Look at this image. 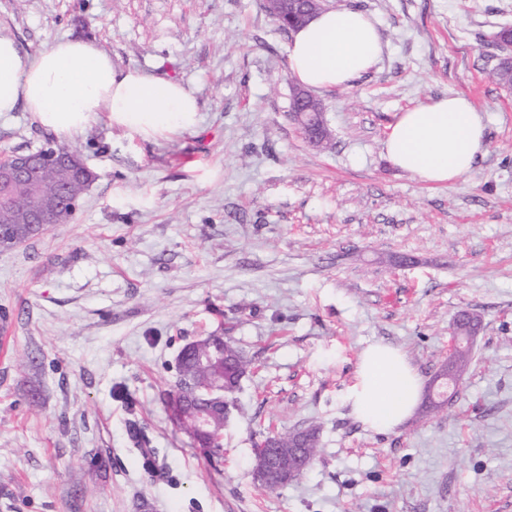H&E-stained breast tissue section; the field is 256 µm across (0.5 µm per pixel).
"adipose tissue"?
Masks as SVG:
<instances>
[{
  "label": "adipose tissue",
  "mask_w": 512,
  "mask_h": 512,
  "mask_svg": "<svg viewBox=\"0 0 512 512\" xmlns=\"http://www.w3.org/2000/svg\"><path fill=\"white\" fill-rule=\"evenodd\" d=\"M288 60L294 80L322 91L344 88L380 61L383 44L372 18L353 8L326 9L291 33ZM56 132L83 131L98 113L128 129L156 134L194 125L196 97L180 82L140 69L116 68L85 40H60L27 60L13 39L0 37V113L18 103ZM486 124L465 97H442L400 112L383 141L388 159L423 182L448 185L481 155ZM419 374L400 350L365 349L348 400L369 427L387 432L417 408Z\"/></svg>",
  "instance_id": "1"
}]
</instances>
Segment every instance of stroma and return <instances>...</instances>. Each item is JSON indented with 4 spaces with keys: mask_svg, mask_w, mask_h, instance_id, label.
<instances>
[{
    "mask_svg": "<svg viewBox=\"0 0 512 512\" xmlns=\"http://www.w3.org/2000/svg\"><path fill=\"white\" fill-rule=\"evenodd\" d=\"M324 5L370 15L384 46L319 92L325 149L290 117L291 34L265 0H0L25 57L83 39L199 104L188 129L102 114L67 136L98 180L68 223L0 249V512H512V91L489 75L512 0ZM457 95L487 126L473 169L445 186L395 168L397 114ZM54 136L25 106L0 113V153ZM463 310L482 327L455 404L363 424L346 401L362 351L396 347L431 381ZM212 333L250 363L217 461L159 399ZM309 426L308 470L254 483L256 443Z\"/></svg>",
    "mask_w": 512,
    "mask_h": 512,
    "instance_id": "stroma-1",
    "label": "stroma"
}]
</instances>
